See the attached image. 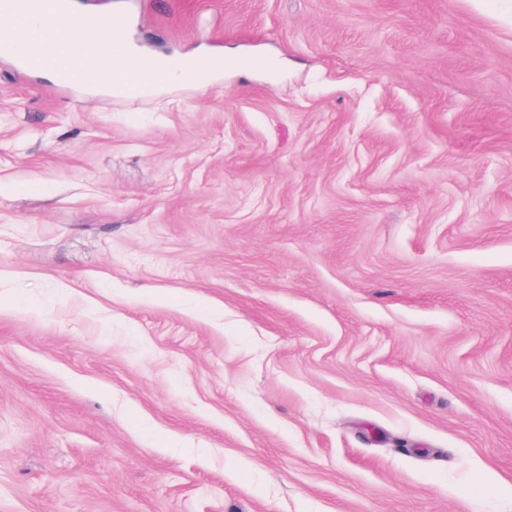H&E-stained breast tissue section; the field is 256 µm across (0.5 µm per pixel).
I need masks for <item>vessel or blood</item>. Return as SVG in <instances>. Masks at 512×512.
Here are the masks:
<instances>
[{
  "label": "vessel or blood",
  "instance_id": "1",
  "mask_svg": "<svg viewBox=\"0 0 512 512\" xmlns=\"http://www.w3.org/2000/svg\"><path fill=\"white\" fill-rule=\"evenodd\" d=\"M0 14L11 20L10 25L0 28V55L10 57L17 70L24 73L55 70L61 84L67 88L96 87L99 59L111 53L113 46L126 37L125 26L114 25L101 41L92 43L81 58L74 59L55 49L58 20L69 15L76 24L91 27L95 19L89 14H72L70 0H0ZM150 88V81L132 77L118 68L114 69L108 86L117 99L140 98Z\"/></svg>",
  "mask_w": 512,
  "mask_h": 512
}]
</instances>
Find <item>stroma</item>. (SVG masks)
Masks as SVG:
<instances>
[{
    "instance_id": "obj_1",
    "label": "stroma",
    "mask_w": 512,
    "mask_h": 512,
    "mask_svg": "<svg viewBox=\"0 0 512 512\" xmlns=\"http://www.w3.org/2000/svg\"><path fill=\"white\" fill-rule=\"evenodd\" d=\"M71 3L238 65L0 58V512H512V0ZM162 61L167 59H143L137 51L134 54L128 52L124 60L126 68L141 78L157 74V68H160L158 64Z\"/></svg>"
}]
</instances>
